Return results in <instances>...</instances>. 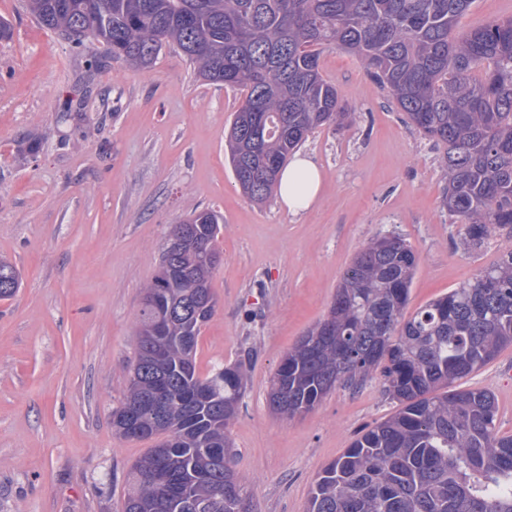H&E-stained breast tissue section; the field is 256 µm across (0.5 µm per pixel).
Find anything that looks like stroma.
I'll use <instances>...</instances> for the list:
<instances>
[{
    "label": "stroma",
    "instance_id": "35a3bbf8",
    "mask_svg": "<svg viewBox=\"0 0 512 512\" xmlns=\"http://www.w3.org/2000/svg\"><path fill=\"white\" fill-rule=\"evenodd\" d=\"M0 259L20 288L0 300V512H123L127 472L151 443L121 439L120 406L135 357L143 287L170 228L202 208L223 217L219 299L196 368L248 359L230 430L251 512H305L318 473L399 404L380 372L340 385L304 416L267 402L270 380L300 336L326 318L336 287L372 238L397 235L417 257L408 311L494 265L507 231L460 245L441 206L444 145L410 124L356 57L325 49L321 67L355 112L300 143L322 175L306 211L252 202L226 147L245 93L198 81L167 49L147 71L95 65L41 27L20 0H0ZM492 391L512 435V346L458 380Z\"/></svg>",
    "mask_w": 512,
    "mask_h": 512
}]
</instances>
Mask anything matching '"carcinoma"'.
Wrapping results in <instances>:
<instances>
[{
    "instance_id": "cac0c4a2",
    "label": "carcinoma",
    "mask_w": 512,
    "mask_h": 512,
    "mask_svg": "<svg viewBox=\"0 0 512 512\" xmlns=\"http://www.w3.org/2000/svg\"><path fill=\"white\" fill-rule=\"evenodd\" d=\"M474 0H25L43 27L104 61L150 69L175 47L206 84L246 95L228 133L240 189L269 200L291 151L313 130L352 120L324 78L325 48L360 58L424 136L446 147L443 208L481 248L512 230V17L464 30ZM221 217L212 209L172 225L142 291L136 357L121 405L120 438H158L131 465L124 512H229L249 495L231 460V427L246 362L196 371L202 327L218 298ZM416 268L399 236L371 241L343 273L327 317L285 354L268 394L272 410L304 415L338 385L381 369L398 411L329 463L307 512H512V436L496 428L484 389L452 384L512 345V246L474 279L406 315ZM19 275L0 260V299ZM164 391L161 418L143 409ZM161 477L151 480L145 461Z\"/></svg>"
}]
</instances>
